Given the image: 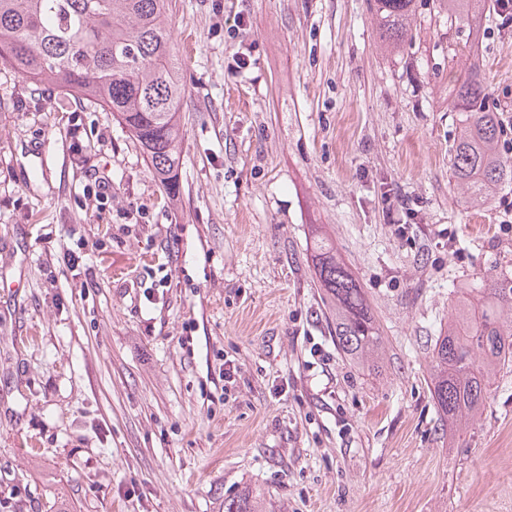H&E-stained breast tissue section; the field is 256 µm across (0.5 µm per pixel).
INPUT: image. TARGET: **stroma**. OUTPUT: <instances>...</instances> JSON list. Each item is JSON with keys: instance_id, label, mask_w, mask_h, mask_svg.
Here are the masks:
<instances>
[{"instance_id": "35a3bbf8", "label": "stroma", "mask_w": 512, "mask_h": 512, "mask_svg": "<svg viewBox=\"0 0 512 512\" xmlns=\"http://www.w3.org/2000/svg\"><path fill=\"white\" fill-rule=\"evenodd\" d=\"M433 2L393 50L370 0H169L173 196L111 113L0 66V512H512V364L458 432L429 370L458 286L512 274V186L476 204L450 162L463 51L512 158V9ZM317 235L379 368L336 344ZM441 10L448 12V21L457 26H467L472 21L475 13L482 7L490 8L488 0H436ZM493 5V4H492ZM312 262L317 284L334 310L339 348L354 361L376 355L372 362L378 363L383 338L371 315L364 288L336 257L334 247L322 239L314 244ZM224 512H261V510L256 497L244 490L238 496L224 498Z\"/></svg>"}]
</instances>
